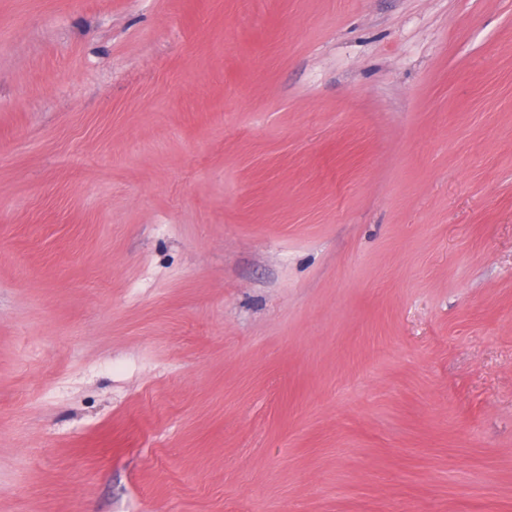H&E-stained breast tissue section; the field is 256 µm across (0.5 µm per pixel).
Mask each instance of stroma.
Returning a JSON list of instances; mask_svg holds the SVG:
<instances>
[{
    "label": "stroma",
    "instance_id": "35a3bbf8",
    "mask_svg": "<svg viewBox=\"0 0 512 512\" xmlns=\"http://www.w3.org/2000/svg\"><path fill=\"white\" fill-rule=\"evenodd\" d=\"M0 512H512V0H0Z\"/></svg>",
    "mask_w": 512,
    "mask_h": 512
}]
</instances>
